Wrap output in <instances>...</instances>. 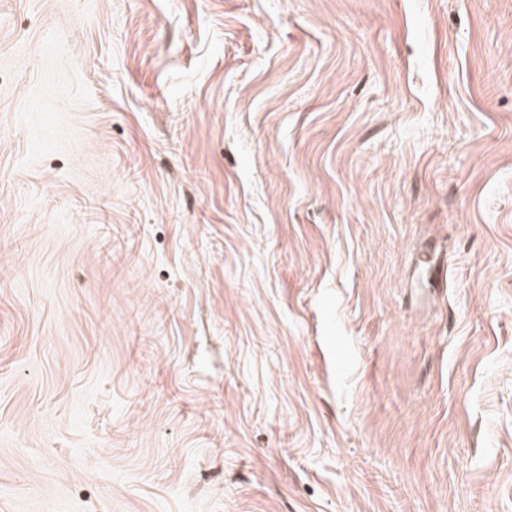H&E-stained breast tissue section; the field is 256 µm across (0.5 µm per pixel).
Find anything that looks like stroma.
Here are the masks:
<instances>
[{"mask_svg": "<svg viewBox=\"0 0 512 512\" xmlns=\"http://www.w3.org/2000/svg\"><path fill=\"white\" fill-rule=\"evenodd\" d=\"M0 512H512V0H0Z\"/></svg>", "mask_w": 512, "mask_h": 512, "instance_id": "obj_1", "label": "stroma"}]
</instances>
